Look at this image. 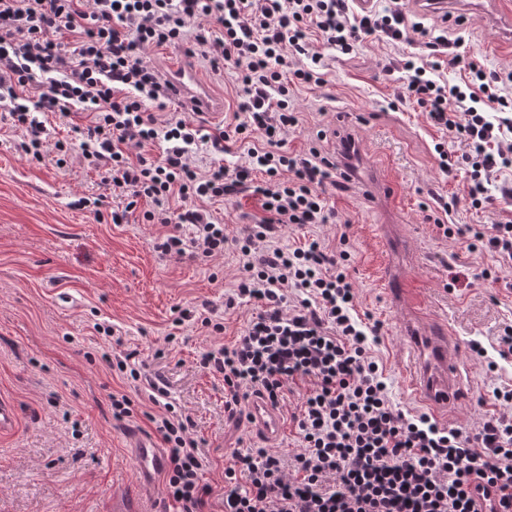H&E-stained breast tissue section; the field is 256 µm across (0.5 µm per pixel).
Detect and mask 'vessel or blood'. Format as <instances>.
Listing matches in <instances>:
<instances>
[{"mask_svg": "<svg viewBox=\"0 0 512 512\" xmlns=\"http://www.w3.org/2000/svg\"><path fill=\"white\" fill-rule=\"evenodd\" d=\"M168 79L177 91V99L188 107L205 113L221 111V103L200 82L197 70L189 58L182 57L171 62ZM410 333L416 340L419 368L413 385L433 413L448 410L456 400L463 379L459 349L450 335V328L447 323L439 322L429 332L414 327ZM248 419L267 437H276L281 432L279 412L263 399L251 401ZM129 447L139 486L151 488L163 464L160 448L152 439L134 433L129 436ZM473 484L475 512H502L498 493L484 491L481 479H474Z\"/></svg>", "mask_w": 512, "mask_h": 512, "instance_id": "vessel-or-blood-1", "label": "vessel or blood"}]
</instances>
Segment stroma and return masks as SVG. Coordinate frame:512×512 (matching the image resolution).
Masks as SVG:
<instances>
[{
	"instance_id": "stroma-1",
	"label": "stroma",
	"mask_w": 512,
	"mask_h": 512,
	"mask_svg": "<svg viewBox=\"0 0 512 512\" xmlns=\"http://www.w3.org/2000/svg\"><path fill=\"white\" fill-rule=\"evenodd\" d=\"M431 35L461 39L466 54L480 56L489 70H512V48L502 47L498 29L479 13L463 25L430 13L420 18ZM403 43L366 39L352 56L325 51L324 83L294 85L289 91L300 123L288 149L301 153L312 143L334 152L343 135H352L362 155L396 183L395 204L375 199L365 180L348 190H328L336 221L318 227L330 249L347 235L356 312L381 323L374 346L392 398L400 409H420L404 378L412 343L404 332L411 312L393 307L380 291L383 247L378 225L394 226L395 252L412 251L415 261L406 286L420 311L446 319L460 343L465 368L460 398L450 426H473L497 413L491 391L512 379V361L488 371L471 341L490 347L512 320V272L484 279L491 257L443 237L434 224L439 198L461 197L462 177L445 174L434 151L443 139L425 112L413 103L395 104L401 81L381 67L399 58ZM194 65L201 80L224 103L207 115L208 125L224 124L240 103L231 67ZM17 135L0 122V398L17 412L12 432L0 434V512H111L112 498L137 489L128 436H152L147 419L155 407L128 373L106 362V355L135 351L147 373H161L177 413L190 417L203 458L202 479L212 487L208 512H222L224 467L238 443L288 456L298 450L296 425L304 386H297L279 413L282 432L270 440L248 420L224 412V380L204 368L206 351L234 344L253 306L224 308V294L239 275L233 244L257 213L256 201L233 198L212 204L229 238L223 254L211 257H160L153 240L162 234L147 223V201H140L124 223L111 221L112 191L80 159L68 168L28 161L13 148ZM97 196L99 208L78 206ZM465 273L458 285L450 274ZM210 303L224 329L215 333L200 322L175 325L179 309ZM112 327L105 335L103 327ZM127 396L133 415L112 416V396Z\"/></svg>"
}]
</instances>
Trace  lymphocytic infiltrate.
Listing matches in <instances>:
<instances>
[{"mask_svg":"<svg viewBox=\"0 0 512 512\" xmlns=\"http://www.w3.org/2000/svg\"><path fill=\"white\" fill-rule=\"evenodd\" d=\"M407 28L402 10L361 14L353 0H0V106L20 130L16 149L28 160L49 158L63 168L79 154L111 187L116 224L149 199L145 220L167 228L154 243L164 256L223 252L224 224L198 201L247 191L260 202V215L237 239L240 277L224 301L229 310L248 303L255 311L234 345L206 352L201 363L223 377L232 419L250 397L277 407L305 384L294 417L300 450L289 458L269 448L234 450L224 468V512H473L476 477L512 506V383L493 388L499 414L472 428L399 409L372 352L381 325L354 314L348 252L328 253L314 237L295 248L277 244L282 227L332 223L326 190L345 188L354 176L317 147L287 150L299 118L284 75L323 83L328 65L316 41L349 55L369 37L406 40ZM188 37L190 56L235 71L246 120L233 130L187 118L172 84L146 58L148 48ZM424 46L388 64L405 74L398 101L415 102L433 126L465 143L460 157L441 142L434 150L445 173L465 168L471 208L492 203L494 181L511 199L512 97L499 85L512 82V72L486 70L443 36ZM445 63L466 70L467 82L436 79ZM493 109L499 122L488 119ZM159 111L167 115L161 123ZM45 112L80 133L79 147L59 140L46 150ZM234 133L248 143L245 162L201 170L198 148L224 152ZM157 142L160 157L144 156ZM440 208L435 224L444 237L486 251L497 270L512 269V218L448 224L443 217L454 206L444 200ZM186 225L191 235L183 234ZM116 367L144 378L160 409L149 421L167 449L164 480L174 512H205L211 489L201 479L191 420L177 415L161 374L142 376L125 357Z\"/></svg>","mask_w":512,"mask_h":512,"instance_id":"1","label":"lymphocytic infiltrate"}]
</instances>
